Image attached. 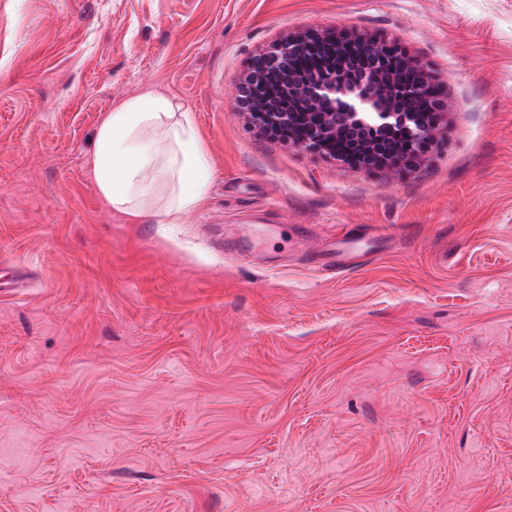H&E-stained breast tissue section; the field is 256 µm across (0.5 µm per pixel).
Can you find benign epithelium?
Segmentation results:
<instances>
[{"label":"benign epithelium","instance_id":"obj_1","mask_svg":"<svg viewBox=\"0 0 512 512\" xmlns=\"http://www.w3.org/2000/svg\"><path fill=\"white\" fill-rule=\"evenodd\" d=\"M341 53L361 65L343 77L321 57ZM441 83L400 42L377 35L298 32L277 39L250 62L239 86L240 105L258 131L286 144L341 160L354 168H416L440 131ZM400 127L404 147L391 155L381 135ZM353 139L346 153L329 150Z\"/></svg>","mask_w":512,"mask_h":512}]
</instances>
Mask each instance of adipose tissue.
<instances>
[{
  "label": "adipose tissue",
  "mask_w": 512,
  "mask_h": 512,
  "mask_svg": "<svg viewBox=\"0 0 512 512\" xmlns=\"http://www.w3.org/2000/svg\"><path fill=\"white\" fill-rule=\"evenodd\" d=\"M98 194L133 223L183 224L208 202L213 181L192 110L147 90L99 123L90 157Z\"/></svg>",
  "instance_id": "obj_1"
}]
</instances>
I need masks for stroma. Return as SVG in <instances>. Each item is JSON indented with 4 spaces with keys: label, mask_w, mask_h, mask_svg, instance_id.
<instances>
[{
    "label": "stroma",
    "mask_w": 512,
    "mask_h": 512,
    "mask_svg": "<svg viewBox=\"0 0 512 512\" xmlns=\"http://www.w3.org/2000/svg\"><path fill=\"white\" fill-rule=\"evenodd\" d=\"M397 39L447 111L410 173L261 134L290 33ZM187 103L215 171L130 224L114 102ZM354 230L360 264L321 250ZM0 512H512V0H0Z\"/></svg>",
    "instance_id": "stroma-1"
}]
</instances>
